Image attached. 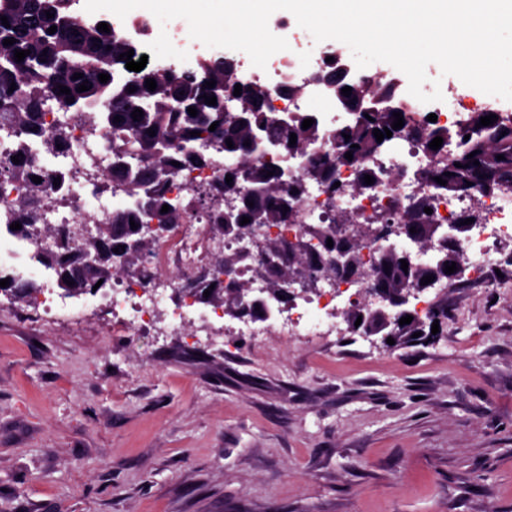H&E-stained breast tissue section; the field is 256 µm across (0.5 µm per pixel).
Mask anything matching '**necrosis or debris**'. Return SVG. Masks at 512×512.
<instances>
[{"label":"necrosis or debris","mask_w":512,"mask_h":512,"mask_svg":"<svg viewBox=\"0 0 512 512\" xmlns=\"http://www.w3.org/2000/svg\"><path fill=\"white\" fill-rule=\"evenodd\" d=\"M326 58L322 52L301 61L295 51H283L269 67L252 71L250 78L275 90L305 86L303 95L276 100L277 113L288 117L315 113L328 134L342 124L345 112L326 87L309 81L313 73L327 69ZM61 124L67 140L63 153L49 157L38 141L27 144L30 168L40 177L44 196L51 200L46 216L53 224L52 239L56 242L66 241V231L72 225L111 223L113 213L126 202L123 190L107 195L98 189L112 163L108 150L111 127H91L74 117ZM333 156V143L327 136L308 145L301 154L280 156L279 164L289 187L302 189L295 203L294 221L284 224V231L297 234L307 228L328 229L327 214L334 209L353 215L355 222L366 228L383 219L391 224L401 223L403 208L422 194L417 172L431 163L411 136H403L394 147L366 161L374 182L357 192L351 186L352 175L346 172L336 174L332 185L311 177L314 166L330 163ZM431 208V213L423 217L424 223L443 228L457 223L470 210L478 211L482 231L461 237L457 251L471 280L485 281L501 242L512 240V191L476 192L463 199L443 194L436 197ZM212 222L211 214L192 205L177 231L161 238L139 267L114 276L109 287L86 288L72 296L58 293L45 280L38 294L28 296L27 303L51 314L61 309L75 310L82 303L91 302L111 311L128 337L160 338L156 326L160 310H167L172 323L186 320L188 311L196 306L192 290L211 283L213 278L205 260L218 250L244 255L245 262L238 267L235 277L248 281L251 293L267 286L264 279L252 275L251 268L259 264L260 256L250 239L234 237L221 241L211 237L206 227ZM385 246V241L366 239L360 251L361 276H339L321 283L317 293L304 297L299 309L284 310L261 323L250 315L238 317L239 335L254 339L271 334L286 338L343 335L344 328L331 305L336 301L349 306L367 302L366 274L380 261Z\"/></svg>","instance_id":"necrosis-or-debris-1"}]
</instances>
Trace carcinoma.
<instances>
[{"instance_id":"cac0c4a2","label":"carcinoma","mask_w":512,"mask_h":512,"mask_svg":"<svg viewBox=\"0 0 512 512\" xmlns=\"http://www.w3.org/2000/svg\"><path fill=\"white\" fill-rule=\"evenodd\" d=\"M61 0H0V17L5 16L10 27L0 24V106L23 99L20 110H0V124L21 137L33 131L39 125L42 150L51 155L61 153L57 145L65 144L60 127L49 131L42 127L46 112L49 111L47 98H52L61 108L75 107L84 100L108 88L113 80L102 83L98 75L121 72L125 74L121 92L107 101L112 116L120 121L112 123V156L116 162L112 171L107 173L104 182L124 187L129 207L116 210L112 223L104 224L96 233L81 237L82 245L74 250L66 247L63 251L41 249L44 264L59 268L58 286L63 291L72 288L92 287L98 281L108 282L112 275L132 270L141 256L156 244L146 240L135 254L121 249L127 239L135 236L130 221L136 224H179L183 212L179 199L161 197L160 188L171 181L174 170L170 157L178 154L184 167L190 171L201 170L210 164L209 154L195 150V145L208 147L210 154H223L236 160L224 169V174L233 177L226 180L197 183L193 190L205 209L217 217L210 225V233L216 237L233 236L244 217L252 224H285L293 215L284 211L289 205L288 187L285 186L283 171L275 164L255 161L252 158L257 138L263 136L279 151L288 155L301 152L304 147L324 136L325 130L319 120L303 129L306 116L295 115L290 119L274 120L268 108L272 97L271 89L254 80L241 78L236 69L229 67L230 59H200L196 69L181 74L168 67L161 71L142 69L129 71L126 61L119 55L128 51V47L112 40L106 32L97 30L95 24L83 20L71 10L60 6ZM54 14L49 18L46 13ZM57 26L55 33H49L51 26ZM14 38L16 42L4 45L3 40ZM80 44L85 56L106 58L109 69H89L84 60L77 58L70 48ZM28 50L30 54L21 62L14 59L15 50ZM83 74L75 80L73 75ZM153 78L157 87L150 91L146 80ZM216 81L210 88L205 82ZM92 88L79 92L82 83ZM14 91H9L11 84ZM242 86V93L234 95L235 85ZM70 89V94L59 92L58 86ZM136 91H128L130 87ZM216 98V104L205 103V97ZM73 98V102L66 98ZM193 106L197 115L192 117L187 108ZM141 109L143 116L133 120L132 112ZM494 114L498 119L489 126L477 127L480 118ZM395 117L391 112L348 113L346 125L336 128L333 140L340 146L342 153L334 157L333 163L312 169L313 178L321 182H332V174L337 168L353 169L357 173L354 184H365L364 176L369 170L363 167L364 161L393 145L401 138L402 130L392 129ZM218 123L216 129L209 127ZM392 130V137L377 142L373 131L384 128ZM404 128L411 131L423 151L431 156L434 165L418 171L422 183L450 196L467 195L481 190L491 193L495 190L512 188V113L486 107L459 115L452 124L421 122L411 115L404 116ZM155 131L149 136L147 130ZM197 131L199 135L191 136ZM296 134V144L289 145L290 134ZM350 139H345L344 135ZM437 136L443 138L442 146L433 150L429 143ZM232 140L228 147L226 140ZM250 145H244V142ZM353 154V159L345 158V153ZM504 159L499 160L497 156ZM480 165H475V162ZM460 166H455V163ZM274 175L267 176V172ZM21 175L20 165L12 162L11 154L0 159V186L6 185ZM447 181L441 185L435 178ZM471 185H466V182ZM250 184L253 190L246 191L243 186ZM236 191L241 204L236 208L224 210V193ZM430 197L424 196L406 211L405 224L416 232L410 234V244L427 243L433 240L436 228L433 224L420 223V215L428 206ZM169 205V211L161 212L163 205ZM119 252H113V249ZM406 258L398 247H391L383 254L379 263L370 273L373 284L389 288L394 292L415 288L418 282L429 273L436 279L446 280L445 267L448 265V253L430 263L429 272L418 271L414 274L403 271L401 260ZM240 256L235 253H217L214 257L215 274H227L235 270ZM304 265L298 255L289 263L280 266L261 261L256 273L268 281V287L276 289L293 273V268ZM73 285H68V282ZM245 295L244 285L231 279L227 287L213 289L207 303L224 306V311L233 313H251L254 305L242 303L239 297ZM365 314L375 334H386L385 321L367 307H358L348 313L354 318L356 313Z\"/></svg>"}]
</instances>
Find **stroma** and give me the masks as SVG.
I'll use <instances>...</instances> for the list:
<instances>
[{
  "label": "stroma",
  "instance_id": "1",
  "mask_svg": "<svg viewBox=\"0 0 512 512\" xmlns=\"http://www.w3.org/2000/svg\"><path fill=\"white\" fill-rule=\"evenodd\" d=\"M458 111L487 96L430 69ZM430 341L156 347L0 304V512H512V264Z\"/></svg>",
  "mask_w": 512,
  "mask_h": 512
}]
</instances>
